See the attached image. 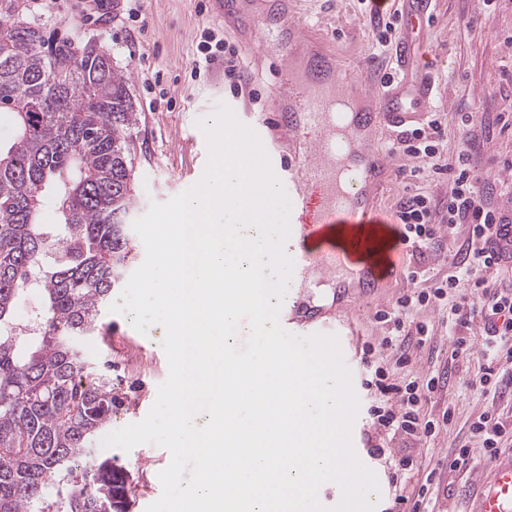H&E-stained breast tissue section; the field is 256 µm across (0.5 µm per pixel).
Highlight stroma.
<instances>
[{"label":"stroma","instance_id":"1","mask_svg":"<svg viewBox=\"0 0 512 512\" xmlns=\"http://www.w3.org/2000/svg\"><path fill=\"white\" fill-rule=\"evenodd\" d=\"M309 33L311 45L334 50L349 81L373 73L376 64L375 37L368 16L362 15L358 0H314ZM16 15L36 21L44 37L43 51L62 46L79 49L87 42L103 46L115 63L131 73V92L138 109L133 132L135 206L133 217L145 214L151 202H164L197 184L208 161V142L202 123L212 122L218 104L234 107L242 123H250L272 111V96L278 82V62L264 56L245 60L246 83L241 94L231 93L224 82L223 44L238 46L234 28L224 27L216 0H103L96 13L86 10L83 0H71L68 7L48 4L29 9L25 0H14ZM413 40L432 69L438 87L436 110L449 123L448 154L459 144L456 124L461 113L469 115V130L478 143L471 162L492 187L498 203L512 202V126L503 125L497 115L512 107V0H437L433 19ZM209 43L214 60L201 72L192 61L198 46ZM414 159L401 157L397 173L379 189L373 203L393 210L406 192H427L436 199L448 196V178L434 175L404 180L401 170L414 166ZM462 235L448 237L441 253L422 258L401 254L397 268L386 284L389 301L406 294L411 284L408 267H418L426 279L446 276ZM354 280H311L290 292L283 302L287 316L301 321L307 308L317 311V324L341 329L352 325L346 336L356 362L352 383L359 400L350 438L358 459L376 474L382 495L377 512H388L395 493L414 496L424 477L441 467V482L434 489L429 508L442 512L451 503L456 512H472L476 492L470 483V468L444 470L443 465L458 443L468 434L470 423L485 409L497 408L504 420L512 422V399H485L463 385L476 372V362L459 360L448 386L422 401V411L439 414L452 407L453 421L435 436L412 442L390 437L377 429L369 413L376 396L365 384L364 355L385 360L389 352L381 345L387 334L374 312L359 309L354 302ZM447 312L431 306L412 314L415 322H425L432 331L434 354L417 353L409 367L396 378L408 381L425 377L433 367L446 366L453 349L446 336ZM132 315L102 309L98 333L80 338L78 345L88 365L106 378L119 408L108 426L116 431L144 419L153 405L157 388L168 376V360L163 349L164 329L151 325L139 332ZM384 448V456L374 448ZM413 455L414 466L401 484H393L389 460ZM91 457L108 455L113 464L132 479L131 512H146L162 494L159 474L171 462L170 452L156 444H140L130 451L102 447L93 440Z\"/></svg>","mask_w":512,"mask_h":512}]
</instances>
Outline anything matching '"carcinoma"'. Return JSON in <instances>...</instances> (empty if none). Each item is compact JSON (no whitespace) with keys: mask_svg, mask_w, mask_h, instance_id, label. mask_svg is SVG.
Returning a JSON list of instances; mask_svg holds the SVG:
<instances>
[{"mask_svg":"<svg viewBox=\"0 0 512 512\" xmlns=\"http://www.w3.org/2000/svg\"><path fill=\"white\" fill-rule=\"evenodd\" d=\"M42 42L27 19L0 23V112L15 125L0 145V512H127L130 478L112 458L73 478L116 407L75 339L99 330L131 253L138 113L130 74L102 46L45 55ZM49 189L54 240L40 220ZM39 268V333L21 341L1 328Z\"/></svg>","mask_w":512,"mask_h":512,"instance_id":"1","label":"carcinoma"}]
</instances>
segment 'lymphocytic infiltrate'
<instances>
[{
  "mask_svg": "<svg viewBox=\"0 0 512 512\" xmlns=\"http://www.w3.org/2000/svg\"><path fill=\"white\" fill-rule=\"evenodd\" d=\"M447 125L440 113L432 112L416 127L399 131L390 147L394 151L422 159L431 169L448 174V199L439 202L420 192L402 196L395 208L400 237L415 254L440 251L445 233H456L466 227L467 233L451 260L448 277L435 280L431 286L418 287V268L407 270L409 281L416 287L404 294L390 309L377 313L379 322L386 324L388 334L383 347L392 352L391 366L374 369L372 386L378 393L370 414L380 430L414 441L430 438L451 423L454 412L445 408L436 416L421 413L420 404L426 397L445 388L452 368L434 371L422 380L391 381V370L407 367L416 350L430 345L432 334L425 323L408 328L407 317L414 310L440 304L448 309L445 333L453 339L451 360L480 351L484 360L479 373L466 379V388L480 395H503L512 391V286L504 284L497 273L512 264V252L495 247L499 233L512 228L479 172L471 163L474 141L462 134L455 156L443 148ZM483 322L480 344L465 336L473 319ZM469 441L453 451L451 468H459L470 459L472 444H480L486 455L500 457L512 452V428H506L498 415L486 410L469 426Z\"/></svg>",
  "mask_w": 512,
  "mask_h": 512,
  "instance_id": "1",
  "label": "lymphocytic infiltrate"
}]
</instances>
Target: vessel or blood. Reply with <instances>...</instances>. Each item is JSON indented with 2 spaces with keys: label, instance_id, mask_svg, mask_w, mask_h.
<instances>
[{
  "label": "vessel or blood",
  "instance_id": "obj_1",
  "mask_svg": "<svg viewBox=\"0 0 512 512\" xmlns=\"http://www.w3.org/2000/svg\"><path fill=\"white\" fill-rule=\"evenodd\" d=\"M432 0H375L388 11L400 6L410 29H421ZM299 0H276L277 26L269 30L260 49L281 60L278 101L272 115L253 122L259 139L270 127L288 136L294 154L267 147L273 173L288 185L291 233L284 250L293 261L296 280L345 277L348 265L358 267L366 286L357 304L373 309L386 303L377 283L401 241L383 236L386 221L370 206V195L390 173L395 154L375 130L406 127L431 112L434 81L417 57L410 39L397 45L398 65L406 80L381 91L373 76L359 78L362 96L354 112L339 111L344 100L343 79L333 54L310 50L304 69L292 64L295 47L308 31L298 12ZM479 489L476 512H512V457L482 461L472 472Z\"/></svg>",
  "mask_w": 512,
  "mask_h": 512
}]
</instances>
